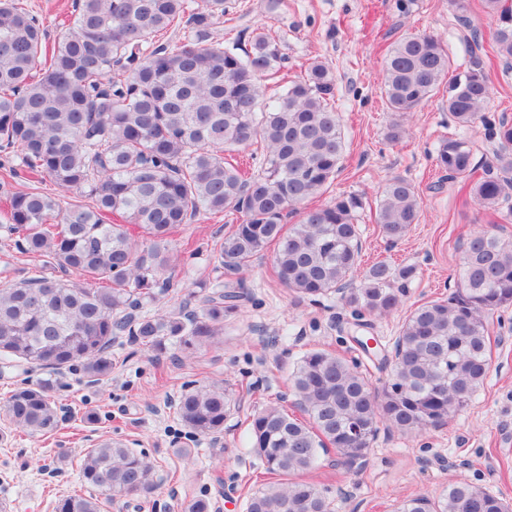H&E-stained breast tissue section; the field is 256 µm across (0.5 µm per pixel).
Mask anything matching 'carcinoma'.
Returning <instances> with one entry per match:
<instances>
[{
	"label": "carcinoma",
	"instance_id": "cac0c4a2",
	"mask_svg": "<svg viewBox=\"0 0 512 512\" xmlns=\"http://www.w3.org/2000/svg\"><path fill=\"white\" fill-rule=\"evenodd\" d=\"M497 14L490 56L512 62V0H484ZM230 0H77L53 45L18 0H0V150L17 149L33 186L0 201L8 229L28 253L86 282L31 276L0 285V360L49 374L78 367L97 383L112 373V341L127 335L166 352L219 344L224 322L251 301L244 274L273 249L272 274L298 302L341 294L354 326L398 310L416 277L412 265L378 261L361 267L357 217L363 197L309 202L336 178L345 151L342 115L332 106L335 79L315 61L285 81L281 36L254 33L249 47L210 40ZM179 30L176 42L157 36ZM445 45L430 34L395 41L385 61L384 96L395 115L387 138L399 141L403 120L448 83L445 107L455 132L442 138L437 166L460 182L463 203L487 218L467 239L456 288L406 315L391 359L373 383L343 357L313 350L291 374L303 417L275 405L249 420L252 447L270 481L247 501L246 512H332L316 484L290 476L312 470L319 451L336 450L360 469L384 422L402 433L445 424L468 404L490 369L488 319L512 306V237L495 233L512 219V122L483 115L491 85L483 60L447 81ZM287 85L267 95L270 84ZM486 123L495 163L475 162L464 130ZM251 152L245 168L233 153ZM71 202L37 188L45 178ZM422 199L412 183L389 179L375 223L396 242L419 220ZM202 211L240 213L217 249L215 283L184 293L179 309L139 312L172 287V242ZM296 224L287 223L291 214ZM44 381L17 388L0 412L31 436L53 434L56 406ZM233 398L220 385L180 394V422L194 437L224 432ZM82 480L109 498L142 497L155 489L154 466L118 442L87 449ZM93 496L70 495L56 512H101ZM396 512H512V501L460 482L436 500L401 501Z\"/></svg>",
	"mask_w": 512,
	"mask_h": 512
}]
</instances>
